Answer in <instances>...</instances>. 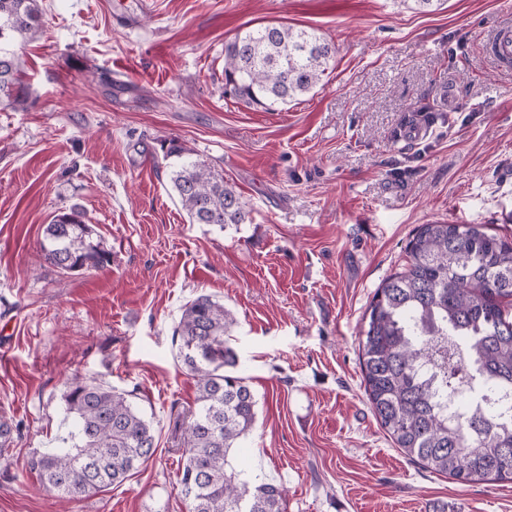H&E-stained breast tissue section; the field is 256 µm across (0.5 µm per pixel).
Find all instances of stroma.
Masks as SVG:
<instances>
[{"mask_svg": "<svg viewBox=\"0 0 512 512\" xmlns=\"http://www.w3.org/2000/svg\"><path fill=\"white\" fill-rule=\"evenodd\" d=\"M40 0L29 100L0 105V512H188L177 486L196 386L173 330L201 294L238 320L237 371L256 400L244 469L288 512H512L511 482L459 484L394 448L370 410L359 339L376 288L422 224L512 239V71L482 44L512 0ZM268 23L310 27L336 57L271 110L224 94V45ZM429 110L431 134L399 131ZM176 138L233 183L246 224L189 223L155 163ZM78 209L108 267L39 257ZM135 391L154 456L81 499L30 459L60 446L74 376Z\"/></svg>", "mask_w": 512, "mask_h": 512, "instance_id": "35a3bbf8", "label": "stroma"}]
</instances>
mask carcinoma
<instances>
[{"instance_id":"cac0c4a2","label":"carcinoma","mask_w":512,"mask_h":512,"mask_svg":"<svg viewBox=\"0 0 512 512\" xmlns=\"http://www.w3.org/2000/svg\"><path fill=\"white\" fill-rule=\"evenodd\" d=\"M39 0H0V103L24 105L23 46L41 29ZM336 46L315 30L285 25L250 29L224 44V96L247 106L286 104L322 80ZM170 183L192 224H244L249 211L235 187L195 159L176 138L160 144ZM64 273L110 263L79 211L54 216L40 244ZM402 271L382 281L359 340L365 393L380 426L409 460L460 483L512 482V410L470 405L448 414L444 398L459 370L512 392V240L484 224H421ZM232 310L200 295L177 323L178 358L195 379V407L183 437L178 488L189 512H288L284 490L232 461L252 430L257 400L235 372ZM194 343L202 356L184 351ZM74 429L62 447L31 459L43 487L78 499L121 484L156 452L155 429L131 394L79 377L65 394Z\"/></svg>"}]
</instances>
